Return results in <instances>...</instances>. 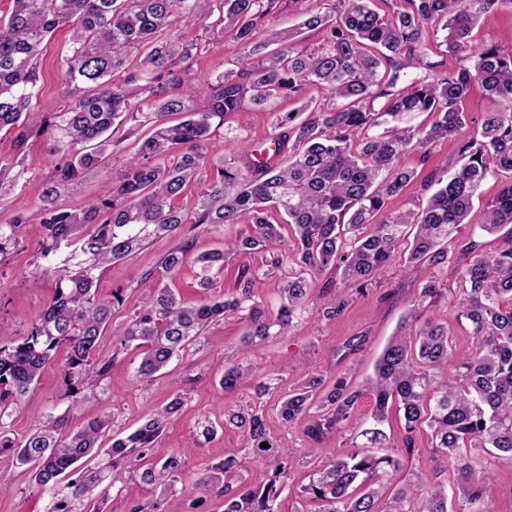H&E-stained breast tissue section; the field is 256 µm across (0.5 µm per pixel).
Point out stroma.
I'll return each mask as SVG.
<instances>
[{
    "mask_svg": "<svg viewBox=\"0 0 512 512\" xmlns=\"http://www.w3.org/2000/svg\"><path fill=\"white\" fill-rule=\"evenodd\" d=\"M69 36V27L57 29L41 55L39 100L42 111L56 112L66 104L62 84L65 64L61 51ZM486 43L512 46L511 10L499 9L481 15L472 31L470 44L477 48ZM240 54L238 45L229 40L204 44L191 61L192 71L202 79L213 76L223 72L226 62ZM296 107V102L279 100L273 103L268 113L248 107L228 114L214 138L222 142L226 158L236 157L246 141L269 135L274 113L288 112ZM136 148V135H129L106 155L98 169L85 177L77 191L66 197V204L81 206L95 201L112 180L121 176ZM56 163L45 138L34 136L28 140L24 149L26 174L16 195L0 200V224L11 223L20 210L35 209L43 184L53 175ZM19 234L21 247L0 259V345L25 336L32 320L54 295L52 277L37 268L36 252L44 238L42 224L31 220L20 227ZM174 244L171 238L153 239L131 259L113 263L97 282L99 296L111 298L113 290L119 288L135 298L152 294L155 288L169 281L162 260ZM418 285L417 273L392 266L379 274L366 292L352 293L347 309L333 320L323 316L329 294L315 290L290 331L283 336L271 337L254 348L248 361L263 375L284 371L285 380L290 384L314 368L330 378L339 373L350 374L354 385L363 389ZM243 332L244 325L238 314L227 313L224 319L212 323L164 374L150 382L137 377L133 353H121L93 395L74 410L69 409L64 397V359L56 357L31 390L0 420L4 421L8 436L15 439L35 431L48 416L62 414L67 415V427L71 430L106 418L111 422V433H127L150 418L172 395L186 394L187 405L178 419L165 428L157 446L165 452L179 453L184 460L179 481L183 492L168 498L164 510L187 512L185 489L191 488L203 476L209 463L238 452L244 445L242 434L232 429L218 432L216 438L202 448L190 446L188 440L189 430L201 416L214 417L224 406L249 400L250 390L227 395L218 385L224 362L236 353ZM354 338L359 344L355 350H348L347 344ZM267 421L277 440L279 454L298 462L281 495L280 505L281 512H295L300 506L299 489L306 484L310 469L309 464L302 461L309 446L304 426L300 423L283 425L273 407L268 410ZM0 468L8 471L13 485L12 491L0 494V512H48L52 502L67 493L62 484L50 489L38 486L29 470L12 466L10 456H0Z\"/></svg>",
    "mask_w": 512,
    "mask_h": 512,
    "instance_id": "stroma-1",
    "label": "stroma"
}]
</instances>
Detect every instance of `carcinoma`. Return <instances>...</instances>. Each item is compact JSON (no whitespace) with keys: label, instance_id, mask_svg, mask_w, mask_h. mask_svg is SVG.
<instances>
[{"label":"carcinoma","instance_id":"obj_1","mask_svg":"<svg viewBox=\"0 0 512 512\" xmlns=\"http://www.w3.org/2000/svg\"><path fill=\"white\" fill-rule=\"evenodd\" d=\"M0 19V133L12 137L15 154L0 158V199L11 196L24 174V148L32 135L50 143L59 156L55 174L44 183L38 208L45 230L39 258L43 272L56 279L51 304L32 322L26 336L0 346V454L27 465L37 485L53 486L69 475L68 494L48 512H78V505L102 499L114 488L112 472L160 488L161 499L131 512H163V499L177 493L184 462L176 452L154 457L155 443L185 405L180 393L154 417L106 449L99 439L108 421L98 420L63 434L66 417H49L26 438L5 434L7 409L38 381L60 347L67 350L65 397L76 405L84 390L105 376L116 355L103 350L105 331L124 306L123 290L112 299L96 293L99 273L128 258L152 238L177 237L164 257L169 282L136 300L113 345L140 358L137 377L151 380L187 351L195 338L228 312L245 325L241 351L248 353L272 336H283L313 293L315 280L331 268L342 283L361 292L396 260L425 269L418 292L399 332L379 357L373 378L371 425L360 427L355 408L362 391L340 375L327 382L308 372L283 395L279 414L288 426L305 423L308 442L330 434H350V445L321 460L302 489L320 504L318 512H493L494 470L512 464V243L487 252L472 236L448 255V238L468 224L481 183L500 175L505 181L483 212L480 231L508 227L512 239V47L473 49L472 28L480 15L512 0H313L300 28L320 35L309 50L295 44L297 33H270L254 42L278 0H12ZM216 22H209L213 13ZM184 20L203 29L220 24L243 48L237 68L198 81L190 61L196 39L177 31ZM72 24L65 50L61 112L39 111L38 58L61 26ZM440 26L447 51L463 52L457 67L428 60L425 33ZM128 73L124 80L116 76ZM479 87L489 107L481 130L466 133L463 103ZM277 98L297 99L299 108L276 117L264 142L269 157L255 149L241 159L204 163L202 150L222 149L213 140L224 116L250 104L264 107ZM185 114L168 124L164 117ZM428 113V127L413 121ZM149 126L125 175L98 202L71 207L62 202L82 178L98 167L108 150L140 127ZM458 139L457 153L444 158L421 186L435 188L425 207L397 215L387 201L410 190L416 170L405 163L429 147ZM198 185L195 226L248 224L250 234L224 242V248L196 256L200 300L188 306L171 286L193 249L183 231L187 218L178 204L186 187ZM20 211L0 224V256L17 247V229L30 222ZM250 256L259 266H238L237 294H215L231 258ZM273 282L276 314L255 298L253 280ZM456 281L448 295L444 277ZM448 301L463 327L422 319L426 309ZM219 385L226 394L254 391L244 406L224 409V421L205 417L190 433L201 446L220 430L232 428L246 440L245 453L209 465L197 489L224 497V512H277L288 486L291 464L275 452L263 412V398L280 389L237 359L224 362ZM402 416L400 448L410 458L431 452L448 471L427 485L394 482L403 469L397 455L381 452L382 425L391 410ZM428 437V448L417 446ZM266 442L268 447L260 444ZM108 456L104 467L80 472L95 453ZM486 458L476 471L472 456ZM261 465L263 481L249 485L240 472Z\"/></svg>","mask_w":512,"mask_h":512}]
</instances>
